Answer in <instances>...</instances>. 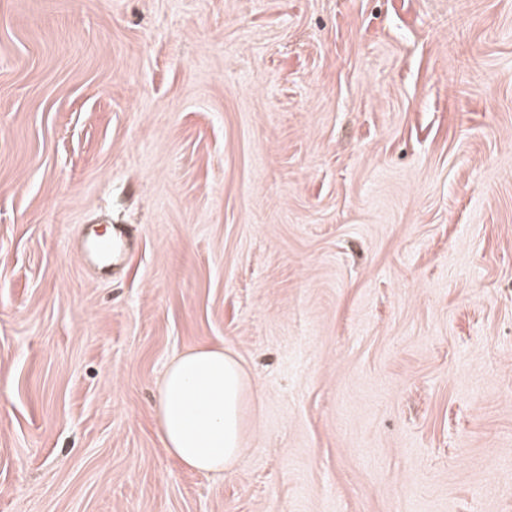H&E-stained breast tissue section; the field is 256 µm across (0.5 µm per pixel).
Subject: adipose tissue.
I'll list each match as a JSON object with an SVG mask.
<instances>
[{"label": "adipose tissue", "instance_id": "adipose-tissue-1", "mask_svg": "<svg viewBox=\"0 0 512 512\" xmlns=\"http://www.w3.org/2000/svg\"><path fill=\"white\" fill-rule=\"evenodd\" d=\"M249 380L234 354L200 348L180 356L159 391L163 442L182 465L199 472L232 467L243 452Z\"/></svg>", "mask_w": 512, "mask_h": 512}]
</instances>
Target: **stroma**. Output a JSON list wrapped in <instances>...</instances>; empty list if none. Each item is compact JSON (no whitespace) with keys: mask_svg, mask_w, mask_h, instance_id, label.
Masks as SVG:
<instances>
[{"mask_svg":"<svg viewBox=\"0 0 512 512\" xmlns=\"http://www.w3.org/2000/svg\"><path fill=\"white\" fill-rule=\"evenodd\" d=\"M0 512H512V0H0ZM128 237V230L124 226H116L113 236L98 237L96 238L91 247L85 244L84 255L85 257L94 255H104L109 263V266L118 263L123 259L125 239ZM249 380L230 350L200 348L180 356L159 391L165 448L199 472L232 467L243 452Z\"/></svg>","mask_w":512,"mask_h":512,"instance_id":"35a3bbf8","label":"stroma"}]
</instances>
